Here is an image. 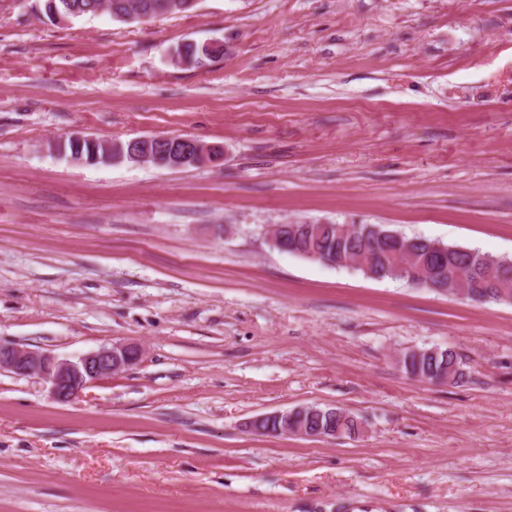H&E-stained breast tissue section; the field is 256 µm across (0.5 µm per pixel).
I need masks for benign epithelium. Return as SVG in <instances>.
<instances>
[{"label": "benign epithelium", "mask_w": 512, "mask_h": 512, "mask_svg": "<svg viewBox=\"0 0 512 512\" xmlns=\"http://www.w3.org/2000/svg\"><path fill=\"white\" fill-rule=\"evenodd\" d=\"M131 145L135 146L134 160L149 159L158 151L167 156L174 168H181L186 162L214 165L224 159L223 145L191 137L142 136L131 139ZM142 356V348L134 343L102 346L73 361L60 359L49 351L0 342V368L44 381L52 399L59 403L77 399L90 384L138 364Z\"/></svg>", "instance_id": "benign-epithelium-1"}]
</instances>
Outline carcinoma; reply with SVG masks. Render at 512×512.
I'll use <instances>...</instances> for the list:
<instances>
[{"label": "carcinoma", "instance_id": "cac0c4a2", "mask_svg": "<svg viewBox=\"0 0 512 512\" xmlns=\"http://www.w3.org/2000/svg\"><path fill=\"white\" fill-rule=\"evenodd\" d=\"M129 1L138 6L141 15L147 19L172 13L171 0H112L115 10H124L123 3ZM94 0H44V12L53 18L54 10L68 16H90V7ZM224 55V47L208 49L203 45H186L176 53L178 59H188L187 67L199 68L206 61ZM129 142L98 141L94 145L83 143L75 145L66 141L64 152L76 160L88 164L95 163V158H103L105 152L122 163L130 162ZM390 229L381 224L360 225L351 234L342 235L334 229L317 232L313 224H287L281 230L288 241V253L302 256L316 251L331 259L339 254L359 262L364 274H371L374 279H392L410 281L424 277L442 286L459 271L466 276L457 280L456 287L465 290L468 300L476 303H498L502 295L512 293V260L496 258L478 249L457 246H444V252L431 251L429 242H411L405 235H389ZM410 253V269L405 276L396 273L395 260ZM402 370L419 379H441L456 381L462 376L457 354L451 349L437 351L421 350L405 352L402 358ZM303 424L307 432L331 436L352 437L364 432V420L357 415L337 407H324L314 415H306Z\"/></svg>", "mask_w": 512, "mask_h": 512}]
</instances>
